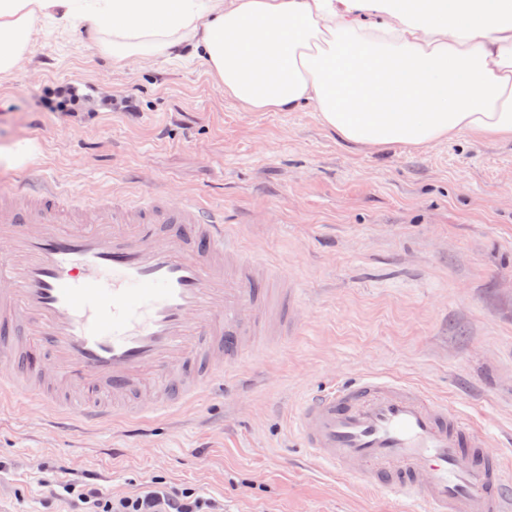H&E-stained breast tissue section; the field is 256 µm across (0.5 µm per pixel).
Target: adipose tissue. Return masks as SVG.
<instances>
[{
    "mask_svg": "<svg viewBox=\"0 0 512 512\" xmlns=\"http://www.w3.org/2000/svg\"><path fill=\"white\" fill-rule=\"evenodd\" d=\"M47 16L119 67L202 60L244 110L312 108L359 149L512 141V0H0V76Z\"/></svg>",
    "mask_w": 512,
    "mask_h": 512,
    "instance_id": "adipose-tissue-1",
    "label": "adipose tissue"
}]
</instances>
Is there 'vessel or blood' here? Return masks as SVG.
<instances>
[{
    "label": "vessel or blood",
    "mask_w": 512,
    "mask_h": 512,
    "mask_svg": "<svg viewBox=\"0 0 512 512\" xmlns=\"http://www.w3.org/2000/svg\"><path fill=\"white\" fill-rule=\"evenodd\" d=\"M0 389L58 402L60 421L170 415L264 336H290L294 289L231 244L224 210L165 192L89 207L37 165L0 193ZM49 352L54 368L35 363ZM305 452L409 512H512V464L446 400L368 375L310 394Z\"/></svg>",
    "instance_id": "1"
}]
</instances>
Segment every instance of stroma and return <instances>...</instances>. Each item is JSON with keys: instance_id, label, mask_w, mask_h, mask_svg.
Segmentation results:
<instances>
[{"instance_id": "obj_1", "label": "stroma", "mask_w": 512, "mask_h": 512, "mask_svg": "<svg viewBox=\"0 0 512 512\" xmlns=\"http://www.w3.org/2000/svg\"><path fill=\"white\" fill-rule=\"evenodd\" d=\"M94 84L135 112H52L43 90ZM82 203L115 192L223 207L242 247L299 290L297 334L270 336L168 418L56 424L54 406L0 393V512H73L59 481L107 497L157 478L219 512H402L303 460L301 398L382 374L446 399L512 455V142L357 149L315 112H247L201 60L113 67L84 28L41 20L25 62L0 77V189L19 141Z\"/></svg>"}]
</instances>
